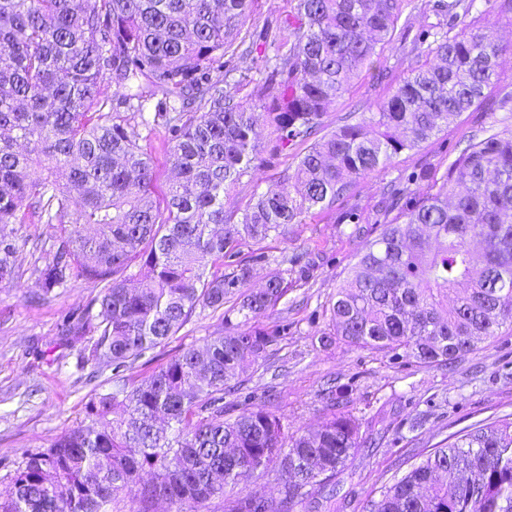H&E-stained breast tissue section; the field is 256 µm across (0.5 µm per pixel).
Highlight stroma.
Segmentation results:
<instances>
[{
  "mask_svg": "<svg viewBox=\"0 0 512 512\" xmlns=\"http://www.w3.org/2000/svg\"><path fill=\"white\" fill-rule=\"evenodd\" d=\"M437 0H404L403 13L413 19L409 29L396 30L380 49L377 65L384 81L366 71L325 117L327 129L359 121L375 111L408 68L419 59L414 47L428 43L432 28H452L436 11ZM494 111L478 107L462 113L415 151L401 154L390 165L360 179L350 193L329 209L305 214L288 227L287 238L269 237L244 247L241 257L254 262L251 287H260L278 271L283 256L303 253L314 264L268 318L284 320L287 336L268 353L253 373L250 387L263 394L274 387V406L292 428L314 429L323 418L327 381L348 385L350 409L361 432L373 441L336 480V496L328 512H362V502L382 485L401 477L409 465L449 442L465 427L512 415V331L491 338L476 353L453 366H397L380 353L341 341L321 344L316 329L325 328L324 304L350 275L365 241L375 239L383 225L399 223L401 209L390 208L383 195L396 183L413 198L438 178L471 136L512 131V55L506 56L501 81L489 94ZM360 226L364 235L352 237ZM18 234L27 244L14 279L0 286V493H6L26 453L48 447L68 429L88 424L85 405L109 391L112 370L82 365L95 339L71 342L61 333L66 312L86 307L96 295L93 284L75 279L55 289L47 299L36 298L33 275L49 251L51 230L44 224H21ZM224 331L221 313L199 310L165 345L148 352L128 371L133 382L149 376L155 365L179 351L198 346Z\"/></svg>",
  "mask_w": 512,
  "mask_h": 512,
  "instance_id": "35a3bbf8",
  "label": "stroma"
}]
</instances>
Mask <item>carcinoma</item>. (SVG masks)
I'll return each mask as SVG.
<instances>
[{
  "label": "carcinoma",
  "instance_id": "obj_1",
  "mask_svg": "<svg viewBox=\"0 0 512 512\" xmlns=\"http://www.w3.org/2000/svg\"><path fill=\"white\" fill-rule=\"evenodd\" d=\"M403 0H291L273 37L252 111L227 77L258 44L242 32L253 0H0V284L37 221L54 248L33 273L46 297L72 279L100 288L67 313L68 336H97L92 360L112 367V391L86 403L88 426L27 454L0 512H112L137 484V512L165 501L183 512L212 498L224 512L319 508L366 447L349 386L326 388L325 418L292 430L246 382L288 323L258 319L288 294V270L247 289L241 247L315 208L419 145L499 81L511 43L495 24H462L356 123L324 118L375 63ZM465 20L475 0H439ZM125 89L114 99L112 85ZM154 112L143 115V103ZM269 128L262 142L256 127ZM163 133L175 179L155 190L139 127ZM303 147L289 191L224 197L254 177L264 154ZM232 271L224 272V266ZM458 291L448 303V291ZM225 332L157 366L140 384L125 371L176 335L197 309L224 308ZM325 312L322 344L341 340L395 364L448 365L512 328V131L474 137L398 224L365 242ZM243 317L232 324L231 315ZM235 400L224 402V395ZM243 411L230 418L237 407ZM275 474L273 504L234 492ZM363 512H512V419L471 425L363 504Z\"/></svg>",
  "mask_w": 512,
  "mask_h": 512
}]
</instances>
